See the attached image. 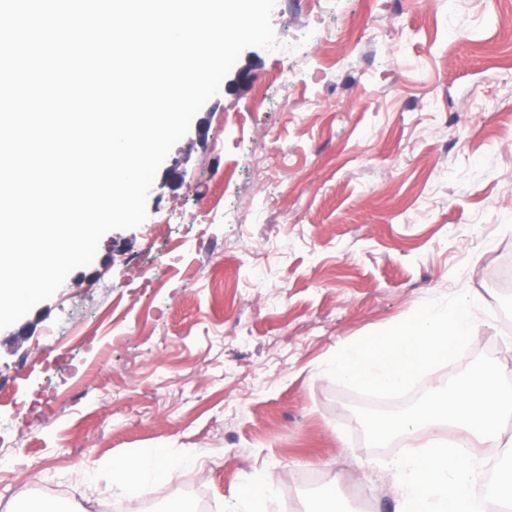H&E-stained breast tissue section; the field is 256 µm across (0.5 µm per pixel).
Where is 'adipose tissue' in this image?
Instances as JSON below:
<instances>
[{"label": "adipose tissue", "instance_id": "obj_1", "mask_svg": "<svg viewBox=\"0 0 512 512\" xmlns=\"http://www.w3.org/2000/svg\"><path fill=\"white\" fill-rule=\"evenodd\" d=\"M474 324L470 302L438 301L396 321L376 338L349 343L337 356L332 371L341 381L395 393L434 363L464 349ZM177 468L165 448L151 449L132 460L115 459L108 466L113 486L125 495L171 478Z\"/></svg>", "mask_w": 512, "mask_h": 512}]
</instances>
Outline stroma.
<instances>
[{"instance_id":"35a3bbf8","label":"stroma","mask_w":512,"mask_h":512,"mask_svg":"<svg viewBox=\"0 0 512 512\" xmlns=\"http://www.w3.org/2000/svg\"><path fill=\"white\" fill-rule=\"evenodd\" d=\"M271 23L146 219L0 329V512H233L246 488L260 512H399L332 362L436 296L503 335L512 0H276ZM152 448L199 463L113 492L107 461Z\"/></svg>"}]
</instances>
